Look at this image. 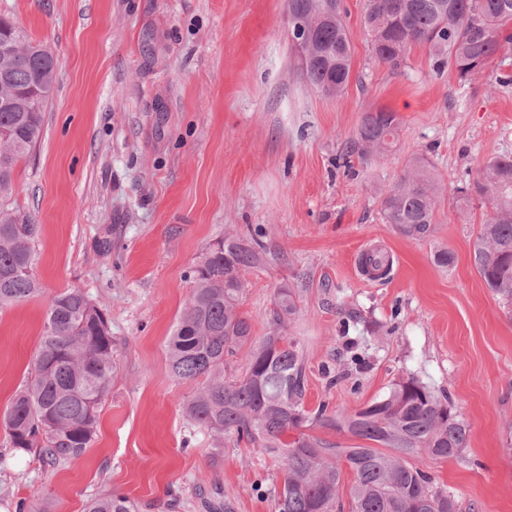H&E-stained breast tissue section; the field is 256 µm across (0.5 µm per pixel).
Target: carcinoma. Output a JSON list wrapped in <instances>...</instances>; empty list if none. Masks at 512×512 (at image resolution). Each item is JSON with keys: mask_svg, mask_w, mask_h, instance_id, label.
Listing matches in <instances>:
<instances>
[{"mask_svg": "<svg viewBox=\"0 0 512 512\" xmlns=\"http://www.w3.org/2000/svg\"><path fill=\"white\" fill-rule=\"evenodd\" d=\"M288 14L314 29V49L301 61L306 83L326 98L345 90L351 47L341 0H288ZM512 0H366L364 25L374 57L396 69L415 45L429 48L437 67L461 79L482 73L501 52L512 51ZM14 44L0 53V308L42 293L32 267L39 224L29 213L5 207L18 162L37 144L41 108L56 77L58 60L32 44L7 18L0 40ZM401 121L387 109L366 106L347 153L365 159L393 147ZM444 187L432 166L416 156L381 200L386 223L421 240L436 223ZM459 212L474 200L492 213L472 241L474 267L497 299L512 303V157L489 160L477 179L457 189ZM268 254L256 236L227 230L193 268L189 306L166 345L174 377L196 385L184 403L192 424L217 441L245 442L277 459L283 482L275 512H343V469L353 474L349 512H455L452 495L414 464L427 455L448 459L468 447L462 416L410 374L353 412L305 408V361L288 335L297 313L290 286L277 289L267 333L246 353L242 371L233 358L248 345L253 324L240 310L243 273ZM117 348L103 309L79 288L52 295L34 368L5 410L10 447L36 452L52 464L85 453L98 427V407L117 372ZM347 433L359 444L344 448L313 434ZM86 512H137L123 495L92 498Z\"/></svg>", "mask_w": 512, "mask_h": 512, "instance_id": "carcinoma-1", "label": "carcinoma"}]
</instances>
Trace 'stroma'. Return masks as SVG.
<instances>
[{
	"mask_svg": "<svg viewBox=\"0 0 512 512\" xmlns=\"http://www.w3.org/2000/svg\"><path fill=\"white\" fill-rule=\"evenodd\" d=\"M348 86L305 82L286 0H0L59 62L43 129L14 173L11 209L41 226L34 299L0 308V413L37 355L49 298L78 288L109 318L118 370L97 435L49 466L10 448L0 427V512H85L124 495L139 512H275L282 475L258 449L216 447L182 404L166 340L189 278L227 228L262 229L281 257L246 272L242 312L264 336L277 288L303 279L290 336L306 364L305 404L350 412L407 374L448 397L470 426L464 460L420 459L457 512H512V304L477 274L471 243L489 210L451 197L491 158L512 155V54L460 80L426 47L391 70L370 50L365 0H344ZM402 121L397 145L347 154L364 106ZM445 186L431 233L411 240L380 216L408 160ZM392 260L366 281L365 248ZM451 265L435 263L439 250Z\"/></svg>",
	"mask_w": 512,
	"mask_h": 512,
	"instance_id": "stroma-1",
	"label": "stroma"
}]
</instances>
